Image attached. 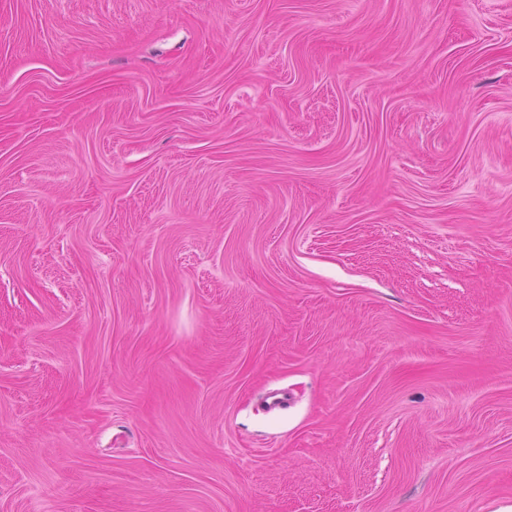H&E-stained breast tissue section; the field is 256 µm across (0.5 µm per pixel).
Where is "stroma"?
Wrapping results in <instances>:
<instances>
[{
  "label": "stroma",
  "mask_w": 512,
  "mask_h": 512,
  "mask_svg": "<svg viewBox=\"0 0 512 512\" xmlns=\"http://www.w3.org/2000/svg\"><path fill=\"white\" fill-rule=\"evenodd\" d=\"M510 507L512 0H0V512Z\"/></svg>",
  "instance_id": "stroma-1"
}]
</instances>
